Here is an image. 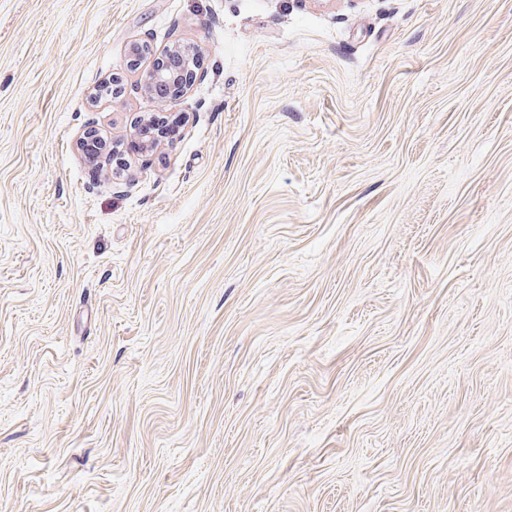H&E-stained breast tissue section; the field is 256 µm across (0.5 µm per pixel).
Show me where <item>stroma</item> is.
I'll use <instances>...</instances> for the list:
<instances>
[{"label":"stroma","instance_id":"stroma-1","mask_svg":"<svg viewBox=\"0 0 512 512\" xmlns=\"http://www.w3.org/2000/svg\"><path fill=\"white\" fill-rule=\"evenodd\" d=\"M0 512H512V0H0ZM195 78V72L193 68H188L182 74H176L166 67L165 56L160 55L153 60V63L149 70L142 75V81L145 85L151 84H169L176 90L174 98L181 97L185 94L188 87L191 85ZM173 98V99H174Z\"/></svg>","mask_w":512,"mask_h":512}]
</instances>
